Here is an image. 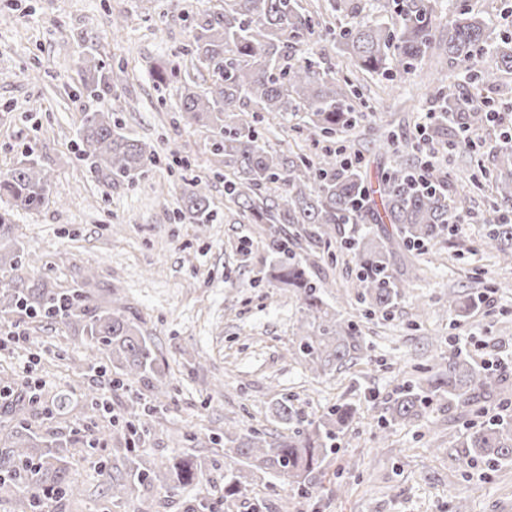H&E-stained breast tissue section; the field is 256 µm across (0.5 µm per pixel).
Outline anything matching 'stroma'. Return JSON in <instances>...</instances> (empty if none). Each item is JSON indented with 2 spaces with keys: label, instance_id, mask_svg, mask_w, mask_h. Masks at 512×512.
Instances as JSON below:
<instances>
[{
  "label": "stroma",
  "instance_id": "obj_1",
  "mask_svg": "<svg viewBox=\"0 0 512 512\" xmlns=\"http://www.w3.org/2000/svg\"><path fill=\"white\" fill-rule=\"evenodd\" d=\"M503 4L450 0L437 24L445 26L452 12L466 10L489 18L495 37L510 35L512 14ZM9 5L13 19L0 24V171L12 168L30 145L53 182L43 208L14 214L13 241L33 258L25 278L58 289L90 280L95 305L120 304L135 319L157 348L158 371L169 390L157 410L162 423L141 437L138 454L154 469L176 456L205 464L202 484L176 496L139 487L113 503L102 491L101 470L125 468V423L131 412L150 406L149 393L120 383L108 353L91 352L86 338L64 323L1 314L0 332L26 341L0 344V375L14 390L13 398L0 402V429L18 414L16 402L27 398L28 382L39 381L44 398L68 394L78 402L54 427L78 442L100 439L91 456L79 446L73 450L71 476L80 496L53 499L49 512H187L201 498L214 512H251L258 502L264 512H455L460 501L468 512H512V465L473 460L457 442L464 427L497 413L496 400L463 416L436 406L407 423L385 428L378 421L400 386L439 370L449 353L467 351L486 367L512 355V264L488 242L493 189L458 200L466 222L446 239L396 249L391 268L403 296L387 315L364 317L352 285V254L336 245L312 246L299 225H283L289 258L307 259L330 317L357 323L364 336L355 365L313 374L297 351L300 302L268 276L265 225L241 221L225 202L207 131L180 119L178 83L159 89L153 81L162 58L181 64L183 76L197 77L184 48L191 17L207 0H0L1 9ZM118 13L127 24L116 35L108 18ZM345 21L341 13L329 18L314 39L325 67L350 76L366 102L348 143L362 152L372 176L398 154L422 164L424 154L410 142L433 105L426 67L392 81L354 71L328 33ZM88 52L129 72L106 101L73 98ZM105 103L125 133L160 157L135 184H109L78 155L83 113ZM306 119L302 112L268 117L262 137L271 146L302 151L298 129ZM481 136L476 150L440 154L437 168L452 180L492 168L496 132L488 127ZM196 176L208 181L214 203L207 224L177 217L185 182ZM452 293L480 298L481 304L458 318L448 309ZM92 393L101 394L108 412L83 405ZM284 396L312 420L344 402L354 403L359 416L308 494L267 475L248 479L241 494L225 501L224 477L234 465L214 436L234 427L279 432L272 407ZM384 431L389 439L380 448L377 437Z\"/></svg>",
  "mask_w": 512,
  "mask_h": 512
}]
</instances>
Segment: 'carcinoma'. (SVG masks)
I'll return each instance as SVG.
<instances>
[{"label":"carcinoma","mask_w":512,"mask_h":512,"mask_svg":"<svg viewBox=\"0 0 512 512\" xmlns=\"http://www.w3.org/2000/svg\"><path fill=\"white\" fill-rule=\"evenodd\" d=\"M441 0H392V21L374 22L365 13L362 0H326L324 10L345 12L350 21L338 28L335 42L347 54L352 68L377 73L390 80L415 70L424 61L443 58L464 66L475 89L491 85L496 71H512V40L495 45L489 25L469 12L437 31ZM313 16L299 0H215L195 13L191 20L188 54L191 62L208 71L210 83L199 90L189 79L180 86L181 118L204 128L210 136L213 163L224 168V194L237 207L236 213L254 224H268L269 248L275 255L288 252L281 224H307L312 243L340 242L354 252L358 269L355 287L366 304V312L386 313L402 297V287L390 273L393 246H415L442 237L457 215L454 197L466 198L480 183L470 177L454 186L438 170L399 161L372 187L363 174V161L353 152L350 161L338 162L347 149L337 136L352 130L360 109V94L346 77L321 67V53L300 47L314 34ZM495 48L496 69L485 65V54ZM180 66L164 59L154 69L158 86L177 77ZM84 77L77 96L104 99L124 84L127 67H105L95 55L83 58ZM439 115L428 128L432 144H475V134L490 123L495 108L486 103L468 108L458 87L448 76L433 79ZM304 112L308 121L301 129L305 140L320 146L313 153H293L261 142L259 124L264 115L282 116ZM80 155L114 182H129L144 175L156 161L146 143L121 131L105 110L85 112L79 129ZM489 182L495 189L489 225V243L500 258L512 260V143H505L494 156ZM51 174L42 168L34 148L23 160L0 174V201L8 209L0 212V240L9 238V209L36 211L51 195ZM284 189L278 202L276 192ZM183 206L200 224L209 223L212 200L208 185L200 179L186 183ZM388 224L385 241L375 242L360 229L346 232L347 224L366 220ZM10 264L13 277L0 280V313L16 310L32 318L59 320L86 336L92 346L109 353L125 379L137 382L159 400L166 397L165 383L157 378L156 346L143 335L137 323L121 310H103L90 305L83 290L61 292L43 282L26 283L21 272L30 264L29 255L14 250L0 255V266ZM275 278L299 296L304 323L312 328L299 337L298 349L313 372L351 366L362 349V331L352 323L328 317L318 285L311 279L306 261L281 260ZM503 376L480 367L470 356L451 355L445 368L415 385L399 389L383 408L384 424L414 420L434 404L448 410L470 407L480 398L501 390ZM275 414L285 433L269 437L250 429L244 433L224 431L229 458L240 465L224 484V500L239 494L244 473H275L303 489L310 483L336 440L344 437L356 419L358 408L338 405L319 420L302 418L290 398L275 403ZM153 413L137 415L127 428L128 465L122 476L103 473V484L118 502L136 486L159 483L173 494L198 480L197 464L185 456L162 474L136 462L135 437L154 427ZM70 440L61 433L39 434L31 420H18L16 429L0 439V490L20 487L25 494L22 508L34 509L47 496L59 492L73 496L78 486L71 480V462L66 455ZM460 447L492 465L512 464V420L491 418L460 436Z\"/></svg>","instance_id":"obj_1"}]
</instances>
